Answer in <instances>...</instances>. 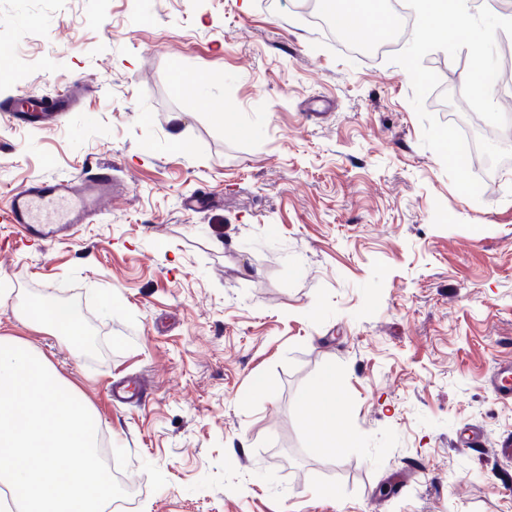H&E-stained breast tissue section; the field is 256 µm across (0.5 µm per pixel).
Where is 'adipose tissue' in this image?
Listing matches in <instances>:
<instances>
[{"label":"adipose tissue","instance_id":"ef3b65f1","mask_svg":"<svg viewBox=\"0 0 512 512\" xmlns=\"http://www.w3.org/2000/svg\"><path fill=\"white\" fill-rule=\"evenodd\" d=\"M316 387L314 407L310 412V426L317 432L311 442L312 447L326 450L347 447L348 437L336 434V420L343 412L344 401L337 388L336 371L333 367H325L320 372Z\"/></svg>","mask_w":512,"mask_h":512}]
</instances>
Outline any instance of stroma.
<instances>
[{
  "mask_svg": "<svg viewBox=\"0 0 512 512\" xmlns=\"http://www.w3.org/2000/svg\"><path fill=\"white\" fill-rule=\"evenodd\" d=\"M317 5L0 0V60L26 67L0 74V206L103 164L126 187L51 244L14 247L0 223V336L93 409L129 512H512V461L457 444L468 424L512 437L489 386L512 357V145H488L479 200L459 193L390 60L405 40L351 53ZM468 61L424 59L440 122ZM23 93L73 105L23 123ZM203 193L223 205L182 210ZM48 296L77 305L92 353L36 321ZM329 364L353 435L335 452L301 422ZM124 377L147 396L112 405Z\"/></svg>",
  "mask_w": 512,
  "mask_h": 512,
  "instance_id": "stroma-1",
  "label": "stroma"
}]
</instances>
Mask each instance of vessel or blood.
Masks as SVG:
<instances>
[{
	"label": "vessel or blood",
	"mask_w": 512,
	"mask_h": 512,
	"mask_svg": "<svg viewBox=\"0 0 512 512\" xmlns=\"http://www.w3.org/2000/svg\"><path fill=\"white\" fill-rule=\"evenodd\" d=\"M121 191L108 166L88 171L77 180L35 178L11 191L0 211V223L11 225L23 238L49 243L79 225L92 223L103 204ZM490 386L497 399H512L511 359L497 365Z\"/></svg>",
	"instance_id": "b4317fda"
}]
</instances>
